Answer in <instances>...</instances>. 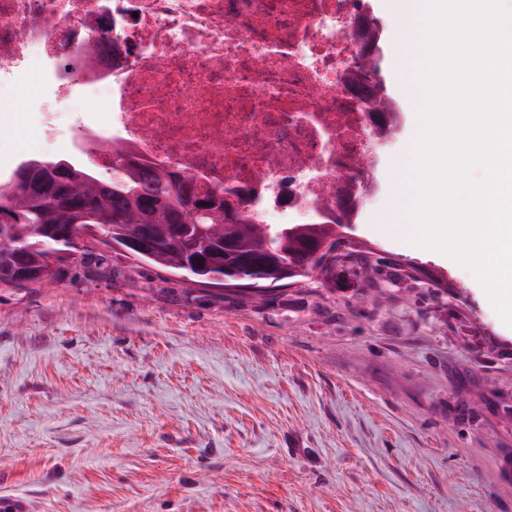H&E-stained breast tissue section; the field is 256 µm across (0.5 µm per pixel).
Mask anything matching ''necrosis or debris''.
I'll use <instances>...</instances> for the list:
<instances>
[{
	"mask_svg": "<svg viewBox=\"0 0 512 512\" xmlns=\"http://www.w3.org/2000/svg\"><path fill=\"white\" fill-rule=\"evenodd\" d=\"M365 0H0V87L38 72L57 95L107 94L134 159L221 187L258 224H304L362 199L382 116L342 73Z\"/></svg>",
	"mask_w": 512,
	"mask_h": 512,
	"instance_id": "4bbe7bcc",
	"label": "necrosis or debris"
}]
</instances>
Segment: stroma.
Wrapping results in <instances>:
<instances>
[{"label": "stroma", "instance_id": "stroma-1", "mask_svg": "<svg viewBox=\"0 0 512 512\" xmlns=\"http://www.w3.org/2000/svg\"><path fill=\"white\" fill-rule=\"evenodd\" d=\"M382 75L403 115L349 258L264 300L189 283L99 245L58 277L0 290V498L28 512H512V327L451 258L379 231L392 166L419 127L399 26ZM0 115L16 150L73 156L74 116L37 75ZM54 113L56 133L42 115Z\"/></svg>", "mask_w": 512, "mask_h": 512}]
</instances>
